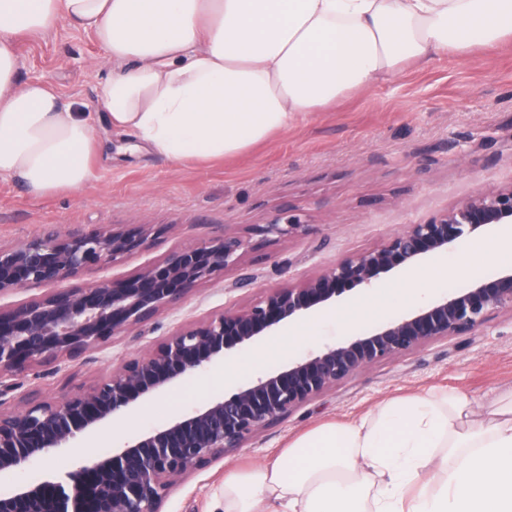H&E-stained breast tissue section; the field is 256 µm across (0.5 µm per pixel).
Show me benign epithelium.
Wrapping results in <instances>:
<instances>
[{"mask_svg": "<svg viewBox=\"0 0 512 512\" xmlns=\"http://www.w3.org/2000/svg\"><path fill=\"white\" fill-rule=\"evenodd\" d=\"M483 226L512 227V185L481 192L427 223L410 224L381 248L339 259L298 286L270 289L246 309L225 308L176 326L148 354L56 402L38 401L28 392L20 396L23 407L8 409L7 395L19 386L0 387V471L87 447L106 424L130 418L145 399L223 366L224 351L269 335L353 286H368L380 273L411 269L426 257L453 249ZM302 231L299 218L281 215L259 228L274 239ZM156 233L150 224H134L74 231L66 237L47 232L18 246L0 247V297L43 290L38 297L0 309V377L78 358L113 336H143L157 315L186 300L201 284L241 266L245 242L225 234L174 250L119 281L102 277L81 287H62L149 248ZM506 306L512 308V270L460 288L353 340L326 345L288 369L228 398H216L110 453L84 457L62 480L33 479L1 488L0 512H159L176 478L244 447L257 431L325 389L427 341L471 331Z\"/></svg>", "mask_w": 512, "mask_h": 512, "instance_id": "obj_1", "label": "benign epithelium"}]
</instances>
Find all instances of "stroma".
I'll list each match as a JSON object with an SVG mask.
<instances>
[{"mask_svg":"<svg viewBox=\"0 0 512 512\" xmlns=\"http://www.w3.org/2000/svg\"><path fill=\"white\" fill-rule=\"evenodd\" d=\"M18 55L19 81H48L88 119L101 149L93 156L95 179L75 192L38 197L0 179V246H16L49 228L65 236L115 224H155L162 231L147 250L127 255L104 274L121 280L171 251L229 233L244 240L242 265L257 276L253 287L234 291L230 284L238 272L226 271L160 314L141 340L117 336L59 369L47 365L17 375L23 391H36L41 400L93 386L148 353L175 325L226 307L248 308L268 289L300 284L338 259L381 247L407 225L427 222L479 192L512 185V42L407 64L396 77L352 91L248 151L205 166H177L132 151L134 135L112 127L100 102L111 66L92 34L62 24L41 38L20 39ZM277 214L297 216L308 232L265 240L258 227ZM428 265L450 270L432 283L433 300L467 280L494 279L503 269L496 251L471 256L463 246ZM364 292L361 286L345 291L319 317L318 345L354 339L412 310L398 303L381 319L345 324L344 306ZM308 351V345L289 344L286 352L267 358L259 342L227 350L224 364L234 376L210 370L185 380L146 401L126 422L103 429L100 444L133 440L286 370ZM450 391L472 397L471 418L487 424L499 408L512 405V309L336 383L259 430L245 447L177 478L160 512H224L227 471L267 464L323 425L374 417L390 399L425 393L439 398Z\"/></svg>","mask_w":512,"mask_h":512,"instance_id":"1","label":"stroma"}]
</instances>
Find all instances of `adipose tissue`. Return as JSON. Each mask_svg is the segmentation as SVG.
I'll list each match as a JSON object with an SVG mask.
<instances>
[{
  "label": "adipose tissue",
  "mask_w": 512,
  "mask_h": 512,
  "mask_svg": "<svg viewBox=\"0 0 512 512\" xmlns=\"http://www.w3.org/2000/svg\"><path fill=\"white\" fill-rule=\"evenodd\" d=\"M63 23L116 67L113 126L182 165L242 153L409 62L512 40V0H0V177L39 196L95 178L90 123L16 76L18 40ZM471 404L417 395L325 426L225 474L224 512H512V408L450 431Z\"/></svg>",
  "instance_id": "ef3b65f1"
}]
</instances>
